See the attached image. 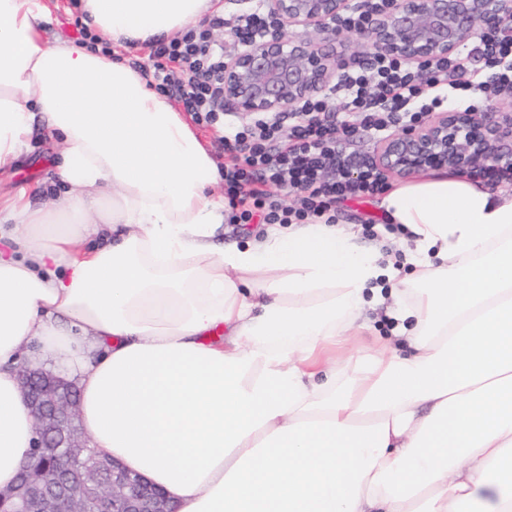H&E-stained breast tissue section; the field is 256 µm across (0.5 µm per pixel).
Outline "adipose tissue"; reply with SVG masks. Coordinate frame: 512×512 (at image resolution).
I'll use <instances>...</instances> for the list:
<instances>
[{
  "mask_svg": "<svg viewBox=\"0 0 512 512\" xmlns=\"http://www.w3.org/2000/svg\"><path fill=\"white\" fill-rule=\"evenodd\" d=\"M213 0H0V172L34 124L64 191L0 196V489L35 443L23 351L73 380L90 447L175 512H512V191L433 174L379 206L402 255L342 226L217 249L214 159L105 43L171 39ZM383 309L395 338L338 373ZM71 0H49L51 8L50 21L47 23V37L50 40H72L82 42L83 38L91 44H95L97 38L87 30L80 10L74 8ZM82 34V35H81ZM83 36V37H82Z\"/></svg>",
  "mask_w": 512,
  "mask_h": 512,
  "instance_id": "adipose-tissue-1",
  "label": "adipose tissue"
}]
</instances>
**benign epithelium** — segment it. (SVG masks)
Here are the masks:
<instances>
[{
	"instance_id": "benign-epithelium-1",
	"label": "benign epithelium",
	"mask_w": 512,
	"mask_h": 512,
	"mask_svg": "<svg viewBox=\"0 0 512 512\" xmlns=\"http://www.w3.org/2000/svg\"><path fill=\"white\" fill-rule=\"evenodd\" d=\"M273 27L249 40L230 33L220 73L224 104L246 118L293 112L336 78V21L351 0H264ZM512 22V0H387L355 39L373 52L409 64L456 54L464 39ZM491 102L483 112H443L387 138L375 165L408 176L449 168L474 173L511 160L512 113ZM23 395L35 420L34 456L16 482L0 490V512H174L163 492L142 476L89 447L78 420L73 382L41 367L20 370Z\"/></svg>"
}]
</instances>
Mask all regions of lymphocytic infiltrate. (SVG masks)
I'll list each match as a JSON object with an SVG mask.
<instances>
[{
  "instance_id": "1",
  "label": "lymphocytic infiltrate",
  "mask_w": 512,
  "mask_h": 512,
  "mask_svg": "<svg viewBox=\"0 0 512 512\" xmlns=\"http://www.w3.org/2000/svg\"><path fill=\"white\" fill-rule=\"evenodd\" d=\"M223 25L216 14L208 28L149 46L157 90L202 127L224 123L212 81L224 66V49L212 31ZM473 51L480 67L453 55L419 69L385 54L341 66L334 93L307 100L296 112L257 117L220 137L232 158L223 171L225 223L332 224L337 202L384 193L387 185L370 158L346 152L345 143L361 130L381 135L417 123L440 108L451 90L492 99L512 88V31L484 33ZM286 190L298 194L299 205L285 202Z\"/></svg>"
}]
</instances>
